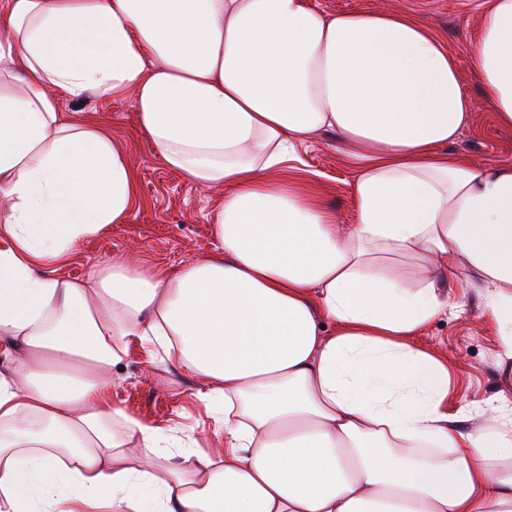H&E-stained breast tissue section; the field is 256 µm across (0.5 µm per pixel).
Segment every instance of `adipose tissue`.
<instances>
[{"label": "adipose tissue", "instance_id": "adipose-tissue-1", "mask_svg": "<svg viewBox=\"0 0 512 512\" xmlns=\"http://www.w3.org/2000/svg\"><path fill=\"white\" fill-rule=\"evenodd\" d=\"M475 70L512 130V0H482ZM133 101L160 160L222 188L177 269L54 266L123 221L129 159L61 99ZM472 119L425 25L310 0H0V512H512V390L448 412L414 343L484 292L512 362V164L445 148ZM353 147L350 224L285 178L295 147ZM333 322L327 333L324 322ZM199 381L214 461L112 403L128 338Z\"/></svg>", "mask_w": 512, "mask_h": 512}]
</instances>
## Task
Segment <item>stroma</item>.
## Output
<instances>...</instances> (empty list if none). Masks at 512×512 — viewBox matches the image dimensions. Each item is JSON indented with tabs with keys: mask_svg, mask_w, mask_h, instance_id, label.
I'll return each mask as SVG.
<instances>
[{
	"mask_svg": "<svg viewBox=\"0 0 512 512\" xmlns=\"http://www.w3.org/2000/svg\"><path fill=\"white\" fill-rule=\"evenodd\" d=\"M377 1L427 26L447 42L457 58L461 88L472 100L474 112L471 124L448 145V152L469 165L512 163V131L495 125L474 69L480 0H313L327 13L362 10ZM61 108L77 116L95 113L137 173L129 218L82 240L59 266L61 277L83 278L95 264L117 255L171 269L209 247L211 215L220 192L189 183L163 165L149 138L138 130L129 100L90 97L63 101ZM296 155L290 177L318 179L325 206L340 223H351L356 168L336 133H323L298 145ZM450 298L453 307L447 316L430 324L415 341L447 360L448 409L453 412L499 392L505 373L497 364V333L484 312L482 296L459 275L450 284ZM115 373L113 404L143 423L195 438L200 452L220 453L224 437L217 434L213 418L196 398L197 385L191 377L174 366L161 365L153 350L135 341L130 342Z\"/></svg>",
	"mask_w": 512,
	"mask_h": 512,
	"instance_id": "obj_1",
	"label": "stroma"
}]
</instances>
